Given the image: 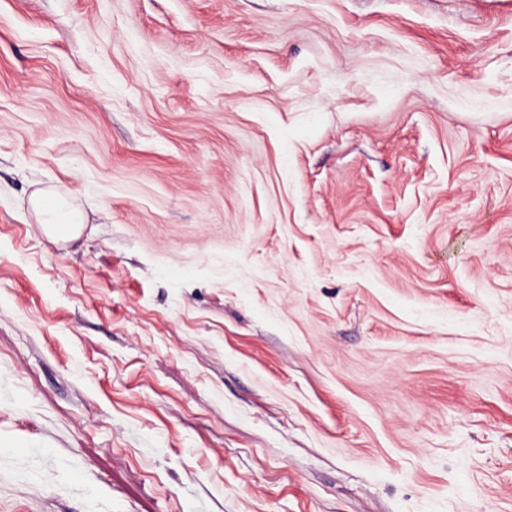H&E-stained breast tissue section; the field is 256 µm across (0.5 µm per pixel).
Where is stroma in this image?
<instances>
[{"label":"stroma","instance_id":"35a3bbf8","mask_svg":"<svg viewBox=\"0 0 512 512\" xmlns=\"http://www.w3.org/2000/svg\"><path fill=\"white\" fill-rule=\"evenodd\" d=\"M0 512H512V0H0ZM39 224H44L53 236H70L86 223L83 208L74 203L68 194L56 189H37L29 199Z\"/></svg>","mask_w":512,"mask_h":512}]
</instances>
